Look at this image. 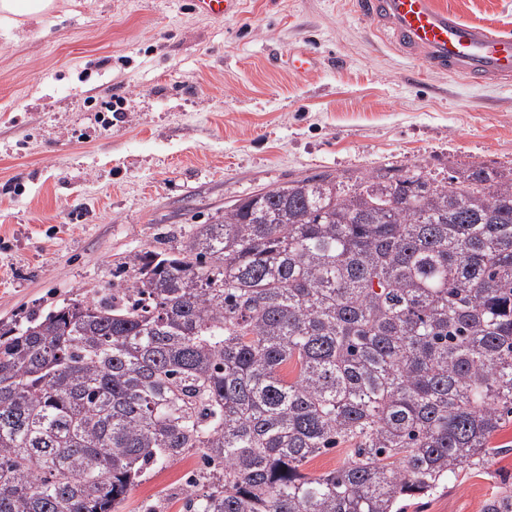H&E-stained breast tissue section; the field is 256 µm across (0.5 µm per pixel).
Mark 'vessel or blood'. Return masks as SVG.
Here are the masks:
<instances>
[{
  "label": "vessel or blood",
  "instance_id": "b4317fda",
  "mask_svg": "<svg viewBox=\"0 0 512 512\" xmlns=\"http://www.w3.org/2000/svg\"><path fill=\"white\" fill-rule=\"evenodd\" d=\"M195 10L214 17L239 12L241 0H192ZM358 12L376 24L389 46L417 56L429 68L480 82L512 81V31L464 21L437 0H356ZM289 68L313 71L316 57L293 48Z\"/></svg>",
  "mask_w": 512,
  "mask_h": 512
}]
</instances>
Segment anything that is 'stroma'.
Instances as JSON below:
<instances>
[{"instance_id":"obj_1","label":"stroma","mask_w":512,"mask_h":512,"mask_svg":"<svg viewBox=\"0 0 512 512\" xmlns=\"http://www.w3.org/2000/svg\"><path fill=\"white\" fill-rule=\"evenodd\" d=\"M512 29V0H440ZM0 38V321L127 284L139 251L176 245L261 189L328 172L473 164L512 169V83L473 85L392 51L352 0H57ZM304 46L316 71H289ZM117 101V111L104 109ZM501 454L405 512H489L512 496ZM184 468L152 470L121 512L165 497L184 512ZM241 0H192L191 6L214 17L234 15L241 9Z\"/></svg>"}]
</instances>
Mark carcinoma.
<instances>
[{
  "instance_id": "1",
  "label": "carcinoma",
  "mask_w": 512,
  "mask_h": 512,
  "mask_svg": "<svg viewBox=\"0 0 512 512\" xmlns=\"http://www.w3.org/2000/svg\"><path fill=\"white\" fill-rule=\"evenodd\" d=\"M128 265L0 326V512H119L191 455L185 512H404L498 452L512 172L313 174ZM343 461V454L336 450L314 456L305 465L304 472L311 475H322L338 468Z\"/></svg>"
}]
</instances>
